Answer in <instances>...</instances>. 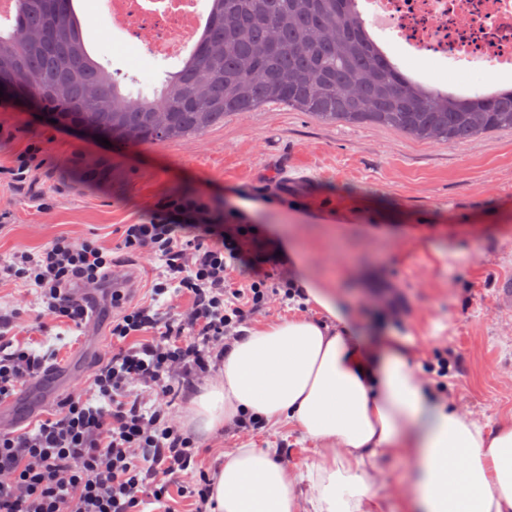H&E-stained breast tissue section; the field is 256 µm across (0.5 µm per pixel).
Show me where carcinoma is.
<instances>
[{
  "mask_svg": "<svg viewBox=\"0 0 512 512\" xmlns=\"http://www.w3.org/2000/svg\"><path fill=\"white\" fill-rule=\"evenodd\" d=\"M72 0H18L24 30L0 35V87L40 110L62 98L64 124L92 125L112 145L201 134L267 101L325 122L374 124L416 139L453 144L512 129V94L468 95L453 103L411 81L367 37L354 0H222L207 20L209 56H189L154 98L122 92L88 50L77 51Z\"/></svg>",
  "mask_w": 512,
  "mask_h": 512,
  "instance_id": "carcinoma-1",
  "label": "carcinoma"
}]
</instances>
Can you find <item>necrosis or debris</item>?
Masks as SVG:
<instances>
[{"label":"necrosis or debris","mask_w":512,"mask_h":512,"mask_svg":"<svg viewBox=\"0 0 512 512\" xmlns=\"http://www.w3.org/2000/svg\"><path fill=\"white\" fill-rule=\"evenodd\" d=\"M145 0H110L128 36L145 42L152 55L180 57L185 34L200 24L196 0L149 9ZM362 17L378 19L376 42L397 64L413 59L411 72L422 78L423 63L492 74L512 84V0H357Z\"/></svg>","instance_id":"1"}]
</instances>
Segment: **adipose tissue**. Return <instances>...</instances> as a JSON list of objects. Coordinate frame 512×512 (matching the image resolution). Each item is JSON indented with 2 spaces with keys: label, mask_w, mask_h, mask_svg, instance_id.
I'll return each instance as SVG.
<instances>
[{
  "label": "adipose tissue",
  "mask_w": 512,
  "mask_h": 512,
  "mask_svg": "<svg viewBox=\"0 0 512 512\" xmlns=\"http://www.w3.org/2000/svg\"><path fill=\"white\" fill-rule=\"evenodd\" d=\"M291 257L306 302L323 321L292 318L248 329L224 359L223 383L193 400L204 430L255 414L295 423L316 461L298 474L269 449L234 448L213 480L216 512H382L380 462L409 461L414 512H512V414L489 426L432 400L403 345L367 347L332 282Z\"/></svg>",
  "instance_id": "1"
}]
</instances>
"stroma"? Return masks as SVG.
<instances>
[{
  "label": "stroma",
  "mask_w": 512,
  "mask_h": 512,
  "mask_svg": "<svg viewBox=\"0 0 512 512\" xmlns=\"http://www.w3.org/2000/svg\"><path fill=\"white\" fill-rule=\"evenodd\" d=\"M75 7L93 56L133 90L160 87L172 60L122 35L107 0ZM32 145L41 148L38 182L0 184V209L11 214L0 226V309L22 312L4 332L14 346L52 364L91 351L88 328L41 326L35 289L5 272L14 251H38L60 235L93 239L114 269L133 275L128 299L139 304L163 263L124 249L121 227L172 192H194L235 223L261 225L268 239H294L315 272L334 278L368 345L406 338L417 364L447 349L456 409L492 425L512 413V318L495 305L500 279L512 277V130L448 145L267 102L199 135L107 148L11 102L0 111V166ZM243 200L255 202L252 213L240 209ZM393 296L405 308L397 318L386 309ZM199 441L213 474L225 451L244 445L287 455L297 473L315 459L312 443L285 421L252 434L226 423Z\"/></svg>",
  "instance_id": "stroma-1"
}]
</instances>
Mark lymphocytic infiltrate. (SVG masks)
Listing matches in <instances>:
<instances>
[{
    "label": "lymphocytic infiltrate",
    "instance_id": "lymphocytic-infiltrate-1",
    "mask_svg": "<svg viewBox=\"0 0 512 512\" xmlns=\"http://www.w3.org/2000/svg\"><path fill=\"white\" fill-rule=\"evenodd\" d=\"M121 244L163 261L166 273L147 303L128 305L124 290L113 289L112 342L52 417L35 429L0 432V512H143L146 500L166 502L173 475L195 512H208L210 475L172 406L183 388L221 371L251 315L302 291L292 281L267 287L260 272L278 255L259 226L224 223L194 194L170 195L140 222L122 225ZM243 265L255 279H228ZM7 272L36 289L44 324L64 318L81 327L88 313L77 295L111 278L112 258L94 240L61 236L38 252H14ZM170 292L192 304L163 321L152 304ZM44 364L43 356L0 343V398Z\"/></svg>",
    "mask_w": 512,
    "mask_h": 512
}]
</instances>
